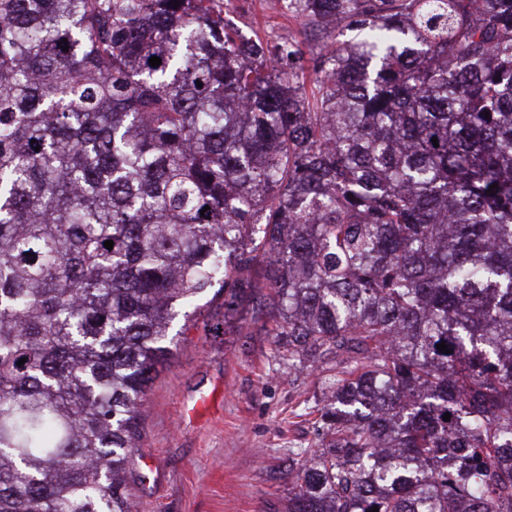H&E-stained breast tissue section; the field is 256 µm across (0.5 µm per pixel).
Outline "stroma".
<instances>
[{"label": "stroma", "instance_id": "obj_1", "mask_svg": "<svg viewBox=\"0 0 512 512\" xmlns=\"http://www.w3.org/2000/svg\"><path fill=\"white\" fill-rule=\"evenodd\" d=\"M287 2L226 0L224 13L244 36L286 33L319 52L321 34ZM223 321L218 296L187 323L149 388L129 462L136 512H283L288 451L317 441L322 376L289 372L266 331L227 335ZM193 404L197 413L184 415Z\"/></svg>", "mask_w": 512, "mask_h": 512}]
</instances>
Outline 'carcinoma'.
<instances>
[{"label": "carcinoma", "instance_id": "1", "mask_svg": "<svg viewBox=\"0 0 512 512\" xmlns=\"http://www.w3.org/2000/svg\"><path fill=\"white\" fill-rule=\"evenodd\" d=\"M294 2L0 0V512H134L214 289L326 374L285 512H512V0ZM288 2L224 0V17L234 23L246 37L255 38L257 35L264 41L275 43L282 33L288 32V37L293 36L301 41L308 58L319 52L324 39L315 27L307 23L306 18L288 9Z\"/></svg>", "mask_w": 512, "mask_h": 512}]
</instances>
